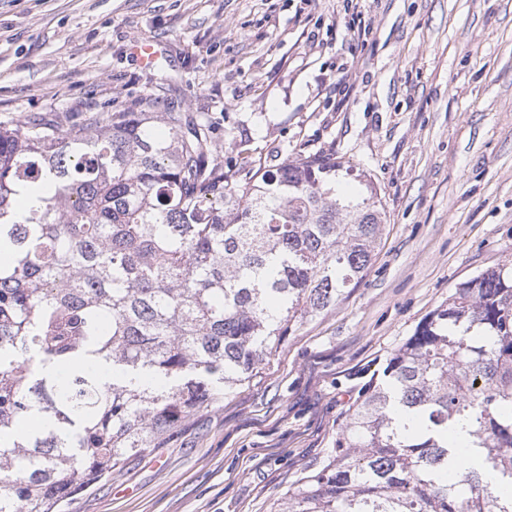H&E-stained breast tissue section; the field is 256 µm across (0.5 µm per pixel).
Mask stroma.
<instances>
[{"mask_svg": "<svg viewBox=\"0 0 512 512\" xmlns=\"http://www.w3.org/2000/svg\"><path fill=\"white\" fill-rule=\"evenodd\" d=\"M135 39L162 46L156 69ZM150 99L205 123L228 164L244 134L272 165L335 150L387 222L344 298L65 512H283L428 314L512 265V0H0L1 123Z\"/></svg>", "mask_w": 512, "mask_h": 512, "instance_id": "1", "label": "stroma"}]
</instances>
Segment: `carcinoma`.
I'll return each mask as SVG.
<instances>
[{"label":"carcinoma","instance_id":"cac0c4a2","mask_svg":"<svg viewBox=\"0 0 512 512\" xmlns=\"http://www.w3.org/2000/svg\"><path fill=\"white\" fill-rule=\"evenodd\" d=\"M246 166L154 102L0 123V512H63L362 278L370 173L332 150ZM286 512H512L511 268L416 328Z\"/></svg>","mask_w":512,"mask_h":512}]
</instances>
